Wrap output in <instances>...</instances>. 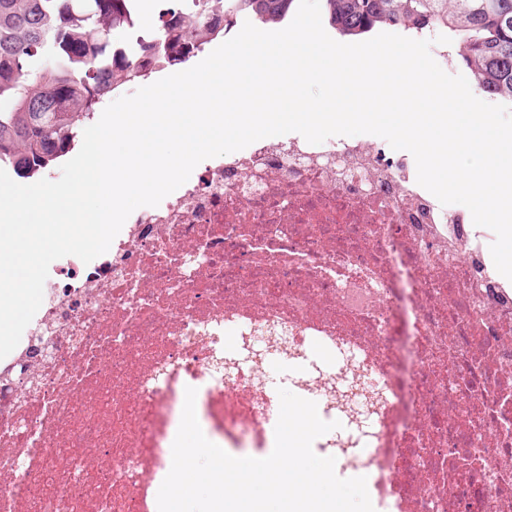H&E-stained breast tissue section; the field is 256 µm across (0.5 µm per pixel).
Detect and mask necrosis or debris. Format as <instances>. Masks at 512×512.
Instances as JSON below:
<instances>
[{"label":"necrosis or debris","instance_id":"1","mask_svg":"<svg viewBox=\"0 0 512 512\" xmlns=\"http://www.w3.org/2000/svg\"><path fill=\"white\" fill-rule=\"evenodd\" d=\"M459 217L361 139L206 159L107 252L51 263L0 360V512H158L189 387L211 442L267 457L284 362L286 389L340 423L315 450L367 477L374 512H512V281L493 275L492 230L466 261L435 233ZM276 335L261 361L218 368Z\"/></svg>","mask_w":512,"mask_h":512}]
</instances>
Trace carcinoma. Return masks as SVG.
Returning <instances> with one entry per match:
<instances>
[{"instance_id": "cac0c4a2", "label": "carcinoma", "mask_w": 512, "mask_h": 512, "mask_svg": "<svg viewBox=\"0 0 512 512\" xmlns=\"http://www.w3.org/2000/svg\"><path fill=\"white\" fill-rule=\"evenodd\" d=\"M145 56L183 65V11L194 9L207 31L232 19L278 24L299 0H224L225 16L211 0H160ZM328 23L347 36L377 26L427 28L459 46L476 89L512 99V0H323ZM139 0H0V167L20 179L53 169L64 146L79 141L85 126L114 91L111 32L139 17ZM51 58L47 65L36 61ZM126 84L147 78L137 60L126 61Z\"/></svg>"}]
</instances>
